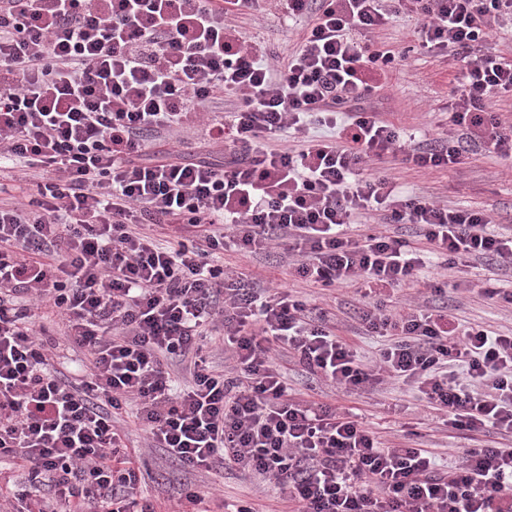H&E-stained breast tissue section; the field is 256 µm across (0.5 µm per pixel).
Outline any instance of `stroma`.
I'll list each match as a JSON object with an SVG mask.
<instances>
[{"instance_id": "35a3bbf8", "label": "stroma", "mask_w": 512, "mask_h": 512, "mask_svg": "<svg viewBox=\"0 0 512 512\" xmlns=\"http://www.w3.org/2000/svg\"><path fill=\"white\" fill-rule=\"evenodd\" d=\"M238 24L245 39L274 44L284 54L294 49L300 40L299 30L279 22L273 8L260 21L242 18ZM457 74L458 69L450 59L410 54L372 98L371 106L382 120L406 131L426 132L431 140L447 137L453 130L448 97ZM367 171L396 181L413 195L442 200L453 208L486 210L493 217V230L512 228V160L489 154L483 144L471 147L462 164L448 170L372 164ZM224 264L229 268L247 269L259 280L301 292L311 304L332 314L337 336L351 345L363 361L375 360L381 340L364 335L360 329L357 316L361 302L354 288L341 287L329 292L307 286L293 276L291 268L281 262L275 252L246 259L228 251L224 254ZM490 281L502 291L512 292V265L479 260L461 269L428 266L419 271L414 284L395 292L393 304L402 308L422 302L430 297L435 284L445 282L452 289L449 309L461 325L480 324L501 334L510 333L512 305L488 301L481 294L482 287ZM279 363L295 397L356 413L389 444L405 443L409 431H416L420 446L432 451L439 463L453 462L464 449L491 447L498 440L493 433L475 439L467 432L446 428L438 412L428 408L409 386L389 383L372 393L348 395L309 375L294 360L283 357ZM144 452L151 475L146 478L143 490L157 512H169L177 500L181 483L188 481L197 484L203 492H216L226 503L249 502L255 512L292 510L280 492L270 487H257L251 478L237 472L188 474L167 459L160 449Z\"/></svg>"}]
</instances>
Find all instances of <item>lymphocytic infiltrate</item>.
I'll use <instances>...</instances> for the list:
<instances>
[{
	"label": "lymphocytic infiltrate",
	"instance_id": "f902f5d3",
	"mask_svg": "<svg viewBox=\"0 0 512 512\" xmlns=\"http://www.w3.org/2000/svg\"><path fill=\"white\" fill-rule=\"evenodd\" d=\"M272 2L302 30L284 59L236 23ZM402 13L417 50L460 71L459 132L431 144L365 107L397 65L370 36ZM510 24L512 0H0V179L35 184L0 196V465L23 472L0 512H155L125 411L186 471L236 469L293 512H512V334L391 306L427 264H512V232L365 172L453 168L471 142L512 158L495 110L512 60L485 48ZM194 127L223 164L175 151ZM279 243L301 282L360 293L362 328L385 340L372 363L307 298L221 260ZM215 332L230 369L211 361ZM66 350L82 356L70 378ZM280 353L348 393L413 385L444 425L503 443L444 467L385 445L358 415L294 397Z\"/></svg>",
	"mask_w": 512,
	"mask_h": 512
}]
</instances>
